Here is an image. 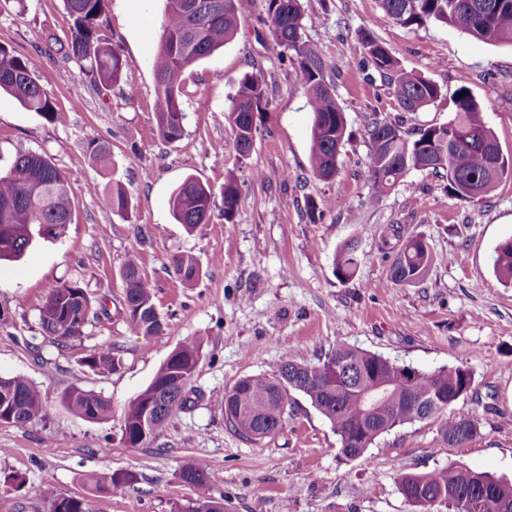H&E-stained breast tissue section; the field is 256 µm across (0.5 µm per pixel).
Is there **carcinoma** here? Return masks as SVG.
<instances>
[{"instance_id":"obj_1","label":"carcinoma","mask_w":512,"mask_h":512,"mask_svg":"<svg viewBox=\"0 0 512 512\" xmlns=\"http://www.w3.org/2000/svg\"><path fill=\"white\" fill-rule=\"evenodd\" d=\"M106 0H64L73 19L71 38L60 48L64 57L79 63L90 79L106 90L117 84L129 62L100 35ZM384 13L397 23L423 26L445 23L475 38L512 45V0H380ZM244 0H164L159 50L153 61L156 83L154 112L162 140L173 143L184 133L185 113L180 104L183 72L224 47L237 34ZM269 32L274 44L294 53L312 114L309 158L314 174L329 180L337 170V156L346 132V117L325 76L319 52L302 38L304 14L299 0H267ZM364 66L377 72L391 88L398 108L416 112L439 95L431 81L401 68L392 53L371 33L360 38ZM266 75L246 74L231 97L225 119L234 147L240 155L253 144L256 117L262 112ZM0 91L13 96L25 109L46 119L52 117L49 95L41 87L30 59L0 44ZM370 165L368 181L373 195L388 192L412 170L448 176V190L464 199L486 196L498 182L512 177V157L492 151L497 142L482 117L478 102L467 93L456 99L455 117L446 124L420 130L411 139L401 123L377 113L366 125ZM224 219L232 220L239 205L234 174L227 175L221 193ZM107 210L124 212L128 199L122 190L100 198ZM214 193L193 176L186 177L172 192L174 220L187 231L208 223ZM71 223V201L63 173L43 154L19 151L9 165L0 168V260L16 261L36 241L58 236L56 229ZM433 262L432 253L419 238H409L390 267V280L397 285L420 282ZM362 263L356 247L348 244L336 253L334 272L338 279H352ZM173 265L184 284L197 279V263L189 255L174 257ZM494 270L512 285V239L498 245ZM125 320L135 336L165 331V323L153 303V284L138 263L137 245H131L122 268ZM106 313L92 311L87 290L78 281L55 289L41 311L46 335L63 345L78 338L89 319ZM201 354V344L181 342L161 364L152 382L129 400L124 409L121 440L135 448L154 438L143 434L145 403L153 402L157 428L176 413L189 408L188 386ZM93 370H116L121 361L111 347L101 345L84 360ZM381 355L348 345H338L317 364H304L291 351L283 354L270 374L246 376L224 390L219 401L224 419L238 435L248 440L270 437L282 428L291 393L299 392L329 420L347 459L362 456L375 439L397 427L426 419L439 423L442 440L462 445L480 435L481 420L475 413L452 409V398H466L474 384L473 373L464 365L433 371L414 369ZM66 406L84 419L103 422L112 417L109 400L79 388L64 396ZM14 412L13 424L27 425L44 416L39 390L27 378L0 376V410ZM182 479L200 486L206 473L188 463ZM399 493L424 502L413 512H448L449 503L463 497L480 504L472 512H512V482L459 465H443L428 472H405L397 478ZM43 499L60 512H88L84 501L64 497L51 487Z\"/></svg>"}]
</instances>
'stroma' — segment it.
Here are the masks:
<instances>
[{
  "label": "stroma",
  "instance_id": "obj_1",
  "mask_svg": "<svg viewBox=\"0 0 512 512\" xmlns=\"http://www.w3.org/2000/svg\"><path fill=\"white\" fill-rule=\"evenodd\" d=\"M305 40L317 46L347 119L337 172L317 178L309 162L312 114L298 63L270 38L266 0H250L236 37L182 75L185 132L160 139L154 114L152 62L159 47L163 0H108L104 34L130 67L111 91H98L57 44L70 36L63 0H0V43L32 62L53 107L52 119L0 93V165L16 151L43 153L70 187L72 222L57 238L32 245L16 262L0 263V375H21L40 391L45 416L0 424V512H50L40 490L53 486L83 499L88 512H187L201 498L223 500L228 512H410L398 491L400 472L459 464L512 481V286L494 272L496 248L512 238V178L485 198L466 200L447 178L414 171L381 197L367 180L369 113L399 110L381 77L358 72L357 37L373 32L400 65L432 81L438 98L408 114L413 133L454 118L458 89L481 105L483 119L512 155V46L486 43L439 22L403 27L380 0H301ZM267 73L262 113L249 154L239 155L224 110L244 75ZM107 150L106 160L93 154ZM238 178L232 220L216 204L194 232L177 224L172 190L194 176L221 193L227 172ZM96 192H89V185ZM122 189L128 209H104L98 197ZM333 200L320 220L308 205ZM399 236H387L390 225ZM421 237L434 256L422 281L396 285L391 264L405 239ZM139 241L143 271L164 333L127 329L121 268ZM356 241L364 257L357 275L339 280L336 252ZM193 256L200 276L185 286L172 259ZM80 280L106 315L59 347L40 325L55 288ZM188 338L201 344L189 384L194 406L178 413L147 444L121 441L122 408L145 389L161 363ZM112 345L121 365L93 370L83 360ZM339 344L421 370L465 365L478 400L480 436L445 444L434 421L381 435L363 456H341L331 423L304 395L292 394L282 429L249 441L224 422L216 394L249 375L272 373L285 349L316 363ZM112 403V418L86 420L63 403L72 388ZM207 480L184 482L185 463ZM130 472L136 480L94 496L89 473Z\"/></svg>",
  "mask_w": 512,
  "mask_h": 512
}]
</instances>
